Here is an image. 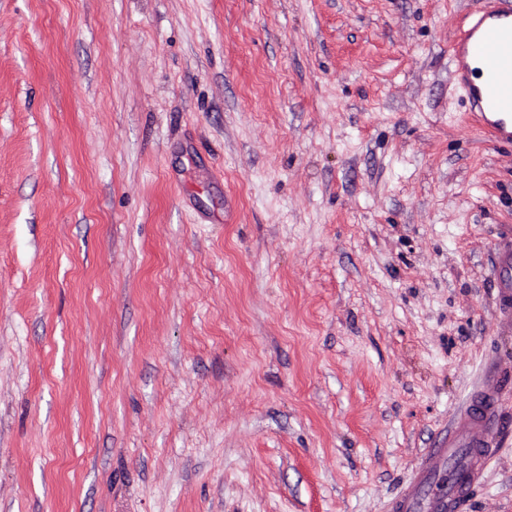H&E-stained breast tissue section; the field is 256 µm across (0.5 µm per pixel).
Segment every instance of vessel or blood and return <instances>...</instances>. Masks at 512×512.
I'll return each mask as SVG.
<instances>
[{
    "label": "vessel or blood",
    "instance_id": "b4317fda",
    "mask_svg": "<svg viewBox=\"0 0 512 512\" xmlns=\"http://www.w3.org/2000/svg\"><path fill=\"white\" fill-rule=\"evenodd\" d=\"M452 78L494 143L512 144V0L469 13L451 46ZM497 310L512 327V235L496 244ZM502 393L474 392L448 433L435 437L390 512H461L497 451ZM448 462L446 481H435L430 460Z\"/></svg>",
    "mask_w": 512,
    "mask_h": 512
}]
</instances>
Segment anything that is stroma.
I'll use <instances>...</instances> for the list:
<instances>
[{"instance_id":"35a3bbf8","label":"stroma","mask_w":512,"mask_h":512,"mask_svg":"<svg viewBox=\"0 0 512 512\" xmlns=\"http://www.w3.org/2000/svg\"><path fill=\"white\" fill-rule=\"evenodd\" d=\"M475 3L0 0V512H389L512 375Z\"/></svg>"}]
</instances>
